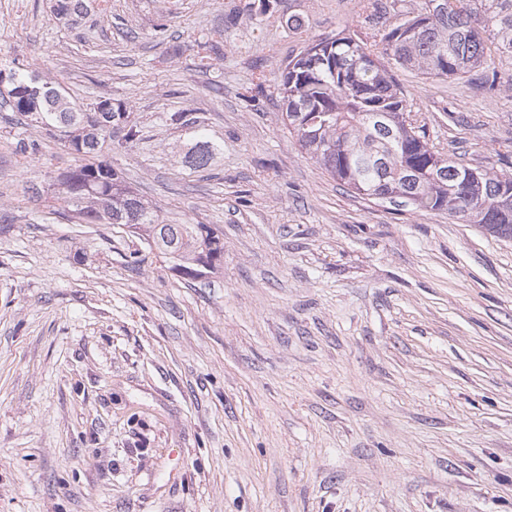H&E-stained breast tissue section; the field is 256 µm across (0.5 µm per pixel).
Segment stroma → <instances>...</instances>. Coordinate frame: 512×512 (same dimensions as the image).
<instances>
[{
    "label": "stroma",
    "instance_id": "obj_1",
    "mask_svg": "<svg viewBox=\"0 0 512 512\" xmlns=\"http://www.w3.org/2000/svg\"><path fill=\"white\" fill-rule=\"evenodd\" d=\"M362 6L0 0V68L125 101L144 137L107 160L224 241L192 279L33 197L79 158L0 108V512H512V239L354 194L281 123L284 62ZM496 72L395 78L437 150L512 174ZM176 111L218 144L206 168Z\"/></svg>",
    "mask_w": 512,
    "mask_h": 512
}]
</instances>
